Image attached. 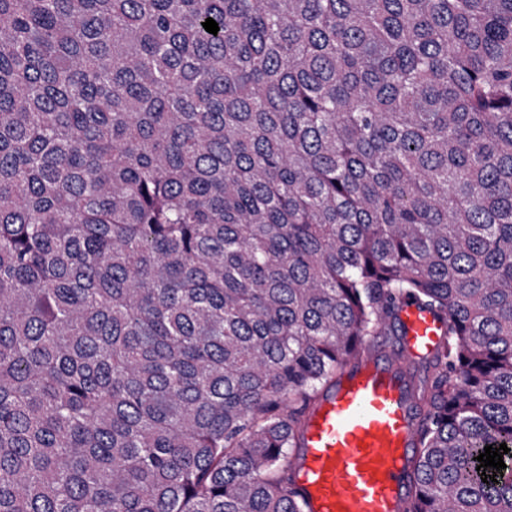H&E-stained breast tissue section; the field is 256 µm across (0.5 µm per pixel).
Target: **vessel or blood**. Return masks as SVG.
I'll return each instance as SVG.
<instances>
[{"label":"vessel or blood","mask_w":512,"mask_h":512,"mask_svg":"<svg viewBox=\"0 0 512 512\" xmlns=\"http://www.w3.org/2000/svg\"><path fill=\"white\" fill-rule=\"evenodd\" d=\"M399 318L409 355L441 344L445 327L433 312L405 302ZM415 446L404 379L364 354L307 415L294 463L306 512H402Z\"/></svg>","instance_id":"1"}]
</instances>
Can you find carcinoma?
Wrapping results in <instances>:
<instances>
[{
    "instance_id": "obj_1",
    "label": "carcinoma",
    "mask_w": 512,
    "mask_h": 512,
    "mask_svg": "<svg viewBox=\"0 0 512 512\" xmlns=\"http://www.w3.org/2000/svg\"><path fill=\"white\" fill-rule=\"evenodd\" d=\"M406 296L402 512H512V0H0V512H305ZM399 318L403 326L406 352L410 356L429 355L441 344L445 327L433 312L415 303L403 302L399 308ZM414 357L407 358L413 362L422 361Z\"/></svg>"
}]
</instances>
